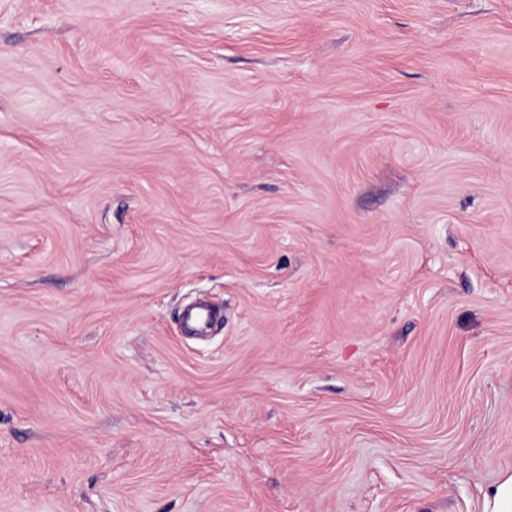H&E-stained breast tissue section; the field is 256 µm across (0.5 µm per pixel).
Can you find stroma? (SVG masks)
Returning <instances> with one entry per match:
<instances>
[{
  "label": "stroma",
  "instance_id": "obj_1",
  "mask_svg": "<svg viewBox=\"0 0 512 512\" xmlns=\"http://www.w3.org/2000/svg\"><path fill=\"white\" fill-rule=\"evenodd\" d=\"M506 472L512 0H0V512Z\"/></svg>",
  "mask_w": 512,
  "mask_h": 512
}]
</instances>
